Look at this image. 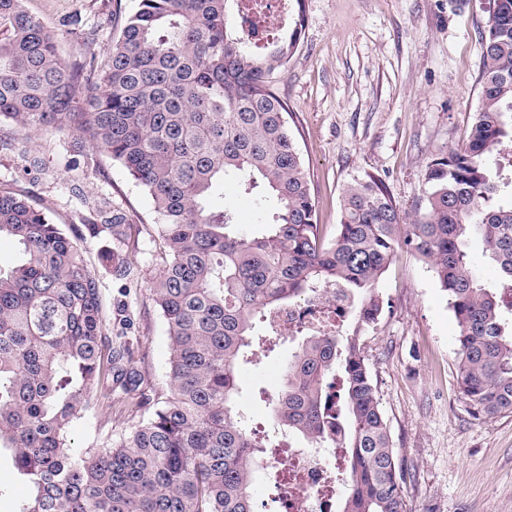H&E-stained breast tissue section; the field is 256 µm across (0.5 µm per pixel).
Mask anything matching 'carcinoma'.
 Instances as JSON below:
<instances>
[{
  "instance_id": "obj_1",
  "label": "carcinoma",
  "mask_w": 512,
  "mask_h": 512,
  "mask_svg": "<svg viewBox=\"0 0 512 512\" xmlns=\"http://www.w3.org/2000/svg\"><path fill=\"white\" fill-rule=\"evenodd\" d=\"M231 0H140L106 63L68 62L25 0H0V120L27 133L68 130L76 145L122 164L151 198L163 265L151 293L167 324L169 392L133 431L102 448H74L78 410L112 399L144 404L134 351L103 353L99 281L77 239L29 198L0 194V237L20 259L0 269V452L30 490L13 512H254L261 456L290 435L345 449L342 512H408L397 455L362 335L384 301L377 283L397 253L430 262L459 334L458 374L475 419L512 413V207L497 204L495 157L512 156V0H492L480 38V104L459 148L424 173L414 223L379 178L348 182L337 234L317 208L288 108L272 88L300 39L301 5L286 37L259 43ZM235 177L272 208L262 230L236 231L209 208ZM112 239L106 266L134 276L122 218L92 224ZM485 244L500 286L488 288L466 250ZM352 299L351 330L302 337L272 400L276 424L259 436L235 405L241 365L271 338L255 320L326 286Z\"/></svg>"
}]
</instances>
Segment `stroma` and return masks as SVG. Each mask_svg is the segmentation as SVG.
<instances>
[{"instance_id": "1", "label": "stroma", "mask_w": 512, "mask_h": 512, "mask_svg": "<svg viewBox=\"0 0 512 512\" xmlns=\"http://www.w3.org/2000/svg\"><path fill=\"white\" fill-rule=\"evenodd\" d=\"M138 5L26 0L62 59L98 66ZM488 8L489 0H305L299 44L273 86L288 105L326 236L340 222L344 184L367 174L385 183L410 219L422 216L427 163L466 141L479 107ZM31 155L39 166H29ZM1 191L27 195L80 238L85 263L100 279L106 335L135 348L146 405L80 410L71 439L89 448L106 434L129 433L168 392L167 327L150 290L163 259L149 195L107 154L77 150L69 132L27 136L7 120L0 122ZM209 205L232 212L242 235L258 231L265 218L232 180ZM115 213L125 218L135 261L130 280L106 271L101 254L111 242L89 230ZM377 290L385 309L377 328L363 334L364 352L407 469L409 512H512V414H468L458 386V327L433 267L399 251ZM297 346V339H282L259 365L242 368L237 406L251 426L273 427L272 397Z\"/></svg>"}]
</instances>
